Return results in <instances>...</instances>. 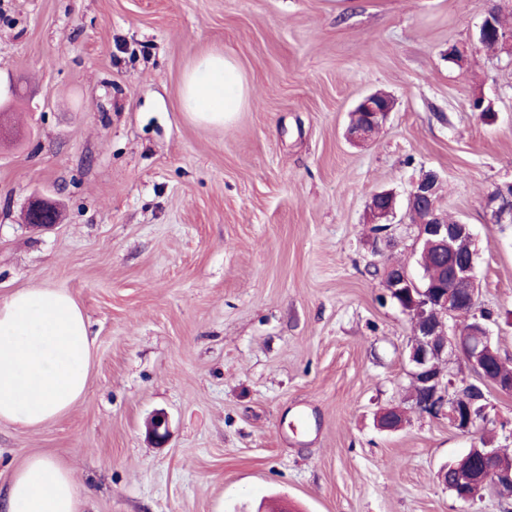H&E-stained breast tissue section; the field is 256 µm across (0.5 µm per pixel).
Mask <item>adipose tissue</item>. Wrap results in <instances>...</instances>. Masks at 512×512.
Here are the masks:
<instances>
[{
    "label": "adipose tissue",
    "mask_w": 512,
    "mask_h": 512,
    "mask_svg": "<svg viewBox=\"0 0 512 512\" xmlns=\"http://www.w3.org/2000/svg\"><path fill=\"white\" fill-rule=\"evenodd\" d=\"M246 102L230 54L201 55L184 77L182 108L200 123L224 125ZM91 357L89 323L69 294L28 288L0 298V421L36 429L66 414L87 389ZM83 498L69 468L34 455L0 502L7 512H80Z\"/></svg>",
    "instance_id": "1"
}]
</instances>
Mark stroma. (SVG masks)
<instances>
[{
	"instance_id": "stroma-1",
	"label": "stroma",
	"mask_w": 512,
	"mask_h": 512,
	"mask_svg": "<svg viewBox=\"0 0 512 512\" xmlns=\"http://www.w3.org/2000/svg\"><path fill=\"white\" fill-rule=\"evenodd\" d=\"M493 8L512 24V0H0V87H17L0 115V297L66 291L93 352L66 415L0 422V492L41 454L86 488L82 512H512L437 477L485 436L512 454V394L489 390L467 437L407 406L412 324L379 270L416 269L417 227L393 223L386 249L367 209L438 175L512 363V224L485 209L512 180V59L478 41ZM211 50L249 93L221 128L181 108ZM376 91L394 108L352 145L349 113ZM37 201L59 212L49 228L25 226ZM392 406L406 422L379 431ZM157 411L161 446L145 435Z\"/></svg>"
}]
</instances>
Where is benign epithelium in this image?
I'll return each mask as SVG.
<instances>
[{
    "label": "benign epithelium",
    "mask_w": 512,
    "mask_h": 512,
    "mask_svg": "<svg viewBox=\"0 0 512 512\" xmlns=\"http://www.w3.org/2000/svg\"><path fill=\"white\" fill-rule=\"evenodd\" d=\"M496 10H490L479 27V42L495 40L496 49L512 57V32L500 30L494 23ZM393 100L376 92L365 96L351 112L348 137L363 142L386 122ZM438 177L423 174L413 183L407 196V214L417 224V242L431 254L442 273L439 282L415 278L407 267L387 266L382 276L383 287L401 311L410 318L415 330L408 345L407 376L413 391L412 405L419 411L448 419V425L461 436H469L477 419L486 417L488 405L476 407L477 399L464 398L454 376L440 366L457 358L465 362L477 382L466 388L478 392L490 382L502 392L512 393V373L499 372L502 358L493 349L492 334L483 324L476 332H466L453 322L458 310L478 311L479 286L475 273L476 250L473 233L463 222H448L438 207ZM485 205L495 224L512 223V181L496 186L487 194ZM371 222L396 215V195L382 190L372 195L369 203ZM54 218L51 208L37 205L27 219L33 228L41 227L45 218ZM404 410L395 406L377 417L382 431H396L403 425ZM148 434L156 442L168 435V419L154 414L147 423ZM496 448H470L457 461L443 465L440 482L460 502L473 501L480 492L491 489L504 500L512 499V467L500 463Z\"/></svg>",
    "instance_id": "benign-epithelium-1"
}]
</instances>
